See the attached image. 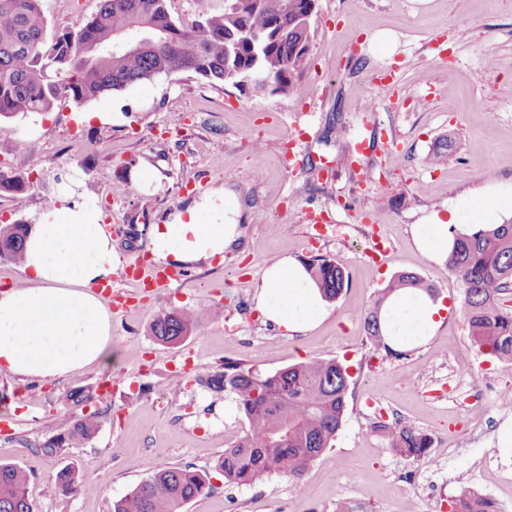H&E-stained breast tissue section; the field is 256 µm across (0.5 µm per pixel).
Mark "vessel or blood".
Returning a JSON list of instances; mask_svg holds the SVG:
<instances>
[{
	"label": "vessel or blood",
	"instance_id": "obj_1",
	"mask_svg": "<svg viewBox=\"0 0 512 512\" xmlns=\"http://www.w3.org/2000/svg\"><path fill=\"white\" fill-rule=\"evenodd\" d=\"M190 272L183 267L157 264L149 252L123 263L110 281L98 284L97 290L109 298L113 311L119 312L135 306L138 294L164 295L175 283L188 278ZM135 285L136 293L121 291V284Z\"/></svg>",
	"mask_w": 512,
	"mask_h": 512
}]
</instances>
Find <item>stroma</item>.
<instances>
[{"mask_svg": "<svg viewBox=\"0 0 512 512\" xmlns=\"http://www.w3.org/2000/svg\"><path fill=\"white\" fill-rule=\"evenodd\" d=\"M100 0H42L53 33L91 18ZM310 68L286 95L211 82L188 72L77 104L58 102L5 122L20 152L0 153V170L21 175L26 202L0 191V224H35L44 199L66 176L79 178L76 201L93 203L121 231L112 244L121 260L148 245L151 225L205 194L232 190L241 204L238 244L192 266V278L112 317V343L122 363L68 379L17 381L0 372V463L28 476L34 512H112L157 467L190 466L206 475L208 494L183 512H449L461 488L491 497L512 512V445L500 427L512 418V367L479 355L463 317L460 278L416 248L412 227L447 213L461 195H485L512 216V0H315ZM386 33L392 46L378 47ZM393 73L397 91L368 84ZM86 121H78L79 113ZM445 162L425 161L442 137ZM295 138L298 165L285 172L281 147ZM368 148L362 168L349 150ZM157 175L135 182L137 170ZM393 183V192L365 184L361 171ZM324 211L333 231L319 234L307 209ZM385 240L382 264L364 257L372 236ZM280 255L338 260L345 285L332 312L293 336L265 320L256 283ZM401 271L424 277L448 311L435 337L404 359L375 351L362 314ZM210 308L177 345L155 341L159 311ZM250 338L242 349L241 338ZM312 359H333L350 374L348 412L332 448L301 483L271 474L249 485L225 483L217 460L245 421L230 411L220 429L199 424L198 405L224 402L209 375L239 361L274 372ZM110 389H103V382ZM81 418L95 434L54 454L43 443L66 435ZM400 419L428 434L419 460L389 451L376 422ZM70 470L77 484L47 496L45 483ZM89 481L92 492L80 484Z\"/></svg>", "mask_w": 512, "mask_h": 512, "instance_id": "1", "label": "stroma"}]
</instances>
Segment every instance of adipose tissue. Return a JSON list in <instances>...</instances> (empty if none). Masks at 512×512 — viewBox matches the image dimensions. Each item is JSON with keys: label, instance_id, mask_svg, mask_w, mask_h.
Instances as JSON below:
<instances>
[{"label": "adipose tissue", "instance_id": "obj_1", "mask_svg": "<svg viewBox=\"0 0 512 512\" xmlns=\"http://www.w3.org/2000/svg\"><path fill=\"white\" fill-rule=\"evenodd\" d=\"M72 183H64L61 204L45 207L30 227L20 283L0 292V372L30 379L69 378L92 366L119 364L124 354L112 343V312L95 284L121 265L95 205L71 203ZM463 204L447 217L431 213L413 231L417 249L442 260L462 224ZM240 205L233 192L204 198L156 225L150 243L157 261L190 264L224 253L237 243ZM263 317L297 333L328 315L326 302L305 265L284 255L266 263L257 289ZM447 310L442 299L424 292H398L385 306L384 340L392 346H421L434 337Z\"/></svg>", "mask_w": 512, "mask_h": 512}]
</instances>
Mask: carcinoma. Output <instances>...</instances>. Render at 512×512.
Masks as SVG:
<instances>
[{
  "label": "carcinoma",
  "mask_w": 512,
  "mask_h": 512,
  "mask_svg": "<svg viewBox=\"0 0 512 512\" xmlns=\"http://www.w3.org/2000/svg\"><path fill=\"white\" fill-rule=\"evenodd\" d=\"M169 0H101L97 13L78 28L47 35L42 0H0V119L48 112L62 99L82 103L121 91L135 83L185 72L210 81L237 85L247 78L258 92L287 94L309 64L314 36L313 0H224V10L200 11L186 28L169 11ZM145 31L152 42L134 52L100 54L116 38ZM0 190L16 202L25 199L23 178L0 172ZM26 225L0 227V258L20 262ZM464 286V317L472 347L481 355L512 365V308L502 305L512 292V220L472 234H458L448 258ZM323 296L335 301L344 286L343 266L331 259L306 262ZM436 294L435 287L414 272L402 271L363 314L367 339L388 357L409 356L384 341L381 311L399 290ZM209 309L162 311L151 324L163 343L187 339ZM212 385L230 396L246 422L218 459L228 484H250L270 473L299 482L330 447L347 413L348 374L330 359H315L261 373L241 362L224 364ZM374 429L395 454L420 458L431 447L430 436L398 420L378 422ZM97 425L77 420L67 436L42 444L49 453L65 442L90 438ZM28 477L16 465L0 464V512H32ZM76 478L59 473L45 485L56 495ZM209 488L207 478L186 467L153 471L127 495L112 502V512H182ZM450 512H498L496 502L464 490L449 501Z\"/></svg>",
  "instance_id": "cac0c4a2"
}]
</instances>
